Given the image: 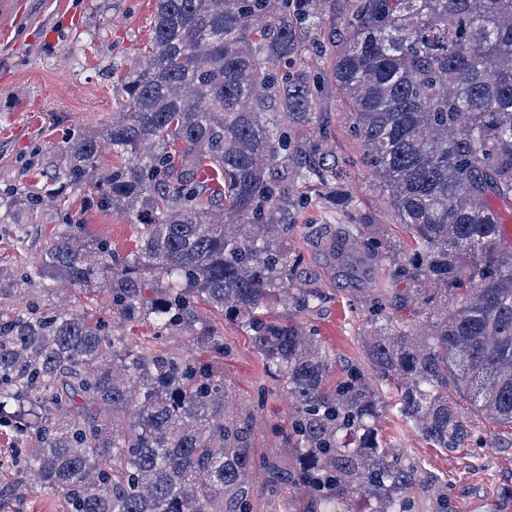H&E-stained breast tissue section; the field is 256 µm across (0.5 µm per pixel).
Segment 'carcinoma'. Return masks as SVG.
<instances>
[{
  "mask_svg": "<svg viewBox=\"0 0 512 512\" xmlns=\"http://www.w3.org/2000/svg\"><path fill=\"white\" fill-rule=\"evenodd\" d=\"M321 0H155L153 37L121 80L120 110L67 142L60 179L137 224L122 256L66 224L25 276L0 268V426L33 435L25 479L66 512H253L248 415L210 363L136 350L63 288L106 294L119 324L154 338L192 335L222 348L204 305L238 323L293 400L290 455L263 462L271 492H310L309 512H409L432 484L415 460L383 447L378 397L359 375L329 391L332 361L276 312L316 310L323 289L288 255L297 185L332 199L336 160L298 142L308 77L286 69L294 22ZM331 80L352 102L363 163L411 246L400 256L366 232L327 245L339 265L385 253L406 294L372 287L370 321L421 306L430 325L375 330L368 354L399 412L437 448L473 439L459 410L512 429V246L493 201L512 212V0H356ZM285 103L269 118L272 100ZM112 152L119 164L103 168ZM19 194L12 214L35 212ZM155 277L146 294L145 276Z\"/></svg>",
  "mask_w": 512,
  "mask_h": 512,
  "instance_id": "obj_1",
  "label": "carcinoma"
}]
</instances>
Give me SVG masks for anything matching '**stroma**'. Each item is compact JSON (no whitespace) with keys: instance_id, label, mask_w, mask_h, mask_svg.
I'll return each mask as SVG.
<instances>
[{"instance_id":"obj_1","label":"stroma","mask_w":512,"mask_h":512,"mask_svg":"<svg viewBox=\"0 0 512 512\" xmlns=\"http://www.w3.org/2000/svg\"><path fill=\"white\" fill-rule=\"evenodd\" d=\"M155 0H0V205L11 192L34 194L45 204L31 215L0 222V267L22 275L35 264L64 224L76 225L80 238H105L117 253L135 251L137 233L128 214L103 211L87 192L65 189L58 179L65 163V143L81 132L100 129L112 119L120 101L124 74L144 59L152 40ZM355 0H329L324 22L311 29L295 27L293 69L315 83L308 116L291 126L296 139L318 142L335 154L340 167L337 187L349 197L346 207L303 189L288 220L290 257L313 271L327 295L321 309L295 315L316 329L335 360L327 382L335 387L347 373L373 378L365 338L371 329L358 282L346 278L316 239L340 227L371 225L376 235L408 249L409 237L395 222L392 209L361 162V148L351 133L352 106L328 81L330 38L342 32ZM221 332L224 352L212 355L252 410L251 446L255 459L281 447V427L290 423L292 402L275 387L250 337L234 322L206 314ZM380 397L377 432L390 448L415 458L438 493L448 498L447 512H512V440L500 447L472 443L447 450L425 442L396 410V394L375 383ZM17 440L0 427V486L14 487L21 512H64L57 496L20 480Z\"/></svg>"}]
</instances>
